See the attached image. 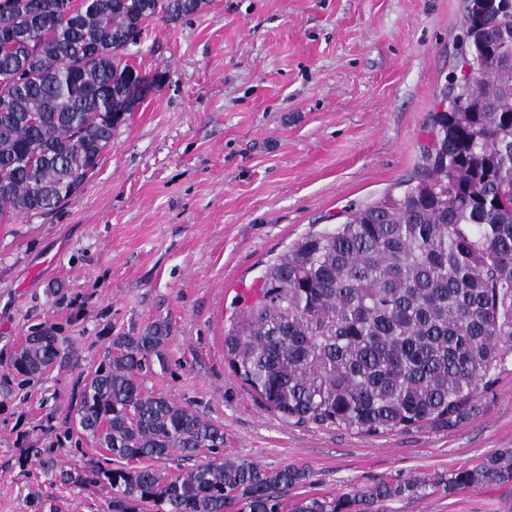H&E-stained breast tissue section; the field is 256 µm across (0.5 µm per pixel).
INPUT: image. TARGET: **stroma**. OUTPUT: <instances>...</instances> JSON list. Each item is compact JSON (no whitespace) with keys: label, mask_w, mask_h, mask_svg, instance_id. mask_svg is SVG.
<instances>
[{"label":"stroma","mask_w":512,"mask_h":512,"mask_svg":"<svg viewBox=\"0 0 512 512\" xmlns=\"http://www.w3.org/2000/svg\"><path fill=\"white\" fill-rule=\"evenodd\" d=\"M465 0H204L128 50L160 85L116 127L93 176L55 209L0 224V512H105L56 472L111 456L68 437L114 336L169 324L149 390L224 430L223 453L309 477L295 498L449 474L512 448V363L452 428L382 437L288 423L232 370L223 336L266 262L348 206L396 190L431 142L460 61ZM56 364L23 382L26 336ZM379 512H512V482L423 490ZM61 351L59 337L52 327L27 336L14 357V369L22 381L39 378L54 364Z\"/></svg>","instance_id":"35a3bbf8"}]
</instances>
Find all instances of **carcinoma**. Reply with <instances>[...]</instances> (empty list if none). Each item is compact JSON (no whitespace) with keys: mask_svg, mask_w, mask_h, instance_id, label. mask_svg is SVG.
<instances>
[{"mask_svg":"<svg viewBox=\"0 0 512 512\" xmlns=\"http://www.w3.org/2000/svg\"><path fill=\"white\" fill-rule=\"evenodd\" d=\"M202 0H0V222L75 195L112 131L157 82L126 59L157 18ZM431 114L433 142L401 192L349 209L268 262L224 332V356L298 424L381 437L450 428L512 359V0H467L459 74ZM168 325L113 337L75 431L123 464L62 478L110 489L106 512H368L416 492L512 481V448L449 477L378 482L285 502L304 470L219 455L224 430L140 378L165 361ZM61 351L51 327L14 357L22 381ZM214 457L175 476L148 465Z\"/></svg>","mask_w":512,"mask_h":512,"instance_id":"1","label":"carcinoma"}]
</instances>
